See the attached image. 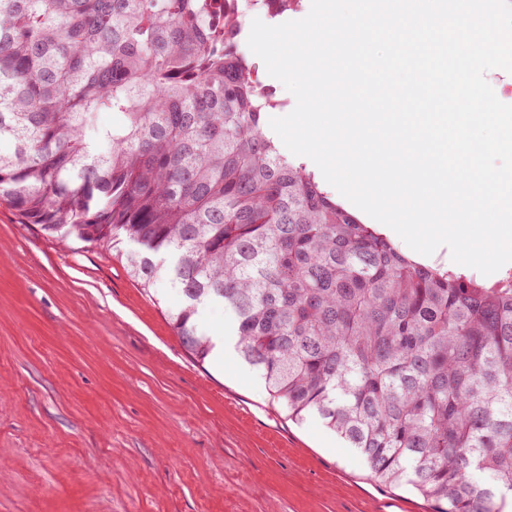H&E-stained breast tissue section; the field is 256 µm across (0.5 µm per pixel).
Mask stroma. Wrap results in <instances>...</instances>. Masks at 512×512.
Instances as JSON below:
<instances>
[{"instance_id":"1","label":"stroma","mask_w":512,"mask_h":512,"mask_svg":"<svg viewBox=\"0 0 512 512\" xmlns=\"http://www.w3.org/2000/svg\"><path fill=\"white\" fill-rule=\"evenodd\" d=\"M181 301L0 201V512H433L248 364H197Z\"/></svg>"}]
</instances>
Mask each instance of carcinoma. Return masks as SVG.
Masks as SVG:
<instances>
[{
    "label": "carcinoma",
    "mask_w": 512,
    "mask_h": 512,
    "mask_svg": "<svg viewBox=\"0 0 512 512\" xmlns=\"http://www.w3.org/2000/svg\"><path fill=\"white\" fill-rule=\"evenodd\" d=\"M255 6L276 18L297 0ZM242 30L239 0H0V200L125 256L144 288L166 275L201 363L200 309L231 311L270 400L319 418L377 481L436 512H500L512 276L413 260L281 155Z\"/></svg>",
    "instance_id": "cac0c4a2"
}]
</instances>
